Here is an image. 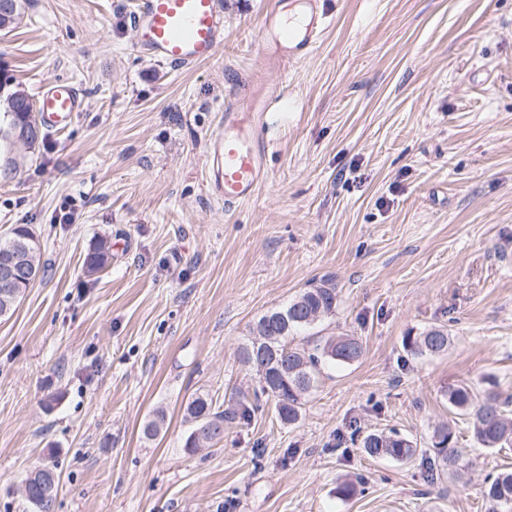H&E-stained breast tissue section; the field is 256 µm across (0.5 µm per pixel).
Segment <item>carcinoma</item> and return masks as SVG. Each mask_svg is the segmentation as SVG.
<instances>
[{
    "mask_svg": "<svg viewBox=\"0 0 512 512\" xmlns=\"http://www.w3.org/2000/svg\"><path fill=\"white\" fill-rule=\"evenodd\" d=\"M37 120L36 107L22 87L5 92L0 86V181L14 178L19 165H10L15 149L9 140L12 128L21 123ZM16 252L29 256L28 266L33 276L14 282L9 288L0 286V319L13 315L19 299L37 279L43 269L40 246L34 233L26 224L17 225L10 234L0 236V259ZM112 260V244L100 240L88 255L85 269L94 274ZM338 304V293L331 279L305 289L285 306L267 311L250 328V336L242 347L243 362L254 372L258 389L254 394L268 395L274 401L278 419L283 424L296 423L303 411L306 397L317 383L320 367L325 362L351 364L364 354L361 342L353 336H312L299 344H292L290 336L307 329L322 319L334 315ZM447 328L434 326L417 336H406L404 349L414 356L441 355L448 350ZM448 404L468 419L477 443L486 449L512 447V404L501 394L488 388L480 396L464 385L448 386ZM254 412L252 405L240 400L235 407L223 409L213 404L205 393L190 396L184 404L185 420L194 431L203 424H213L221 432L213 436L224 438L222 428L226 424L250 420ZM164 423V415L156 413L145 421L141 434L146 440L155 439ZM364 452L374 459L407 463L421 456L427 478L434 481L445 475L462 477L468 466L463 464V450L458 448L453 432L440 427L433 435L432 447L418 448L414 442L396 431L370 433L362 440ZM59 488L51 490L31 484L26 501L33 512H54ZM484 500L488 512H512V471L500 472L486 481Z\"/></svg>",
    "mask_w": 512,
    "mask_h": 512,
    "instance_id": "cac0c4a2",
    "label": "carcinoma"
}]
</instances>
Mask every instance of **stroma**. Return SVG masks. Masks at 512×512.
I'll return each mask as SVG.
<instances>
[{"instance_id": "1", "label": "stroma", "mask_w": 512, "mask_h": 512, "mask_svg": "<svg viewBox=\"0 0 512 512\" xmlns=\"http://www.w3.org/2000/svg\"><path fill=\"white\" fill-rule=\"evenodd\" d=\"M268 7L224 0V42L189 70L134 51L133 0H28L0 33L12 84L67 80L84 100L0 182V235L29 225L45 266L0 321V512H31L21 485L50 448L55 512H486L485 477L512 467L447 395L512 398V0H328L321 43L285 67ZM265 65L283 95L269 179L228 209L203 183L207 135ZM103 238L114 256L87 275ZM326 277L338 305L313 331L357 337L362 358L326 367L296 424L263 398L186 451L185 401L253 391L250 327ZM439 325L447 352L405 351ZM443 425L469 482L349 439L394 429L427 448Z\"/></svg>"}]
</instances>
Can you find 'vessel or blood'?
Returning <instances> with one entry per match:
<instances>
[{"label": "vessel or blood", "instance_id": "vessel-or-blood-1", "mask_svg": "<svg viewBox=\"0 0 512 512\" xmlns=\"http://www.w3.org/2000/svg\"><path fill=\"white\" fill-rule=\"evenodd\" d=\"M303 6L295 27L280 23L279 0L265 13V24L278 29L289 61L313 53L328 27L321 0H303ZM223 40V0H134L133 48L142 57L191 69L212 60ZM38 107L46 126L60 130L71 124L82 100L73 83L56 80L39 92ZM268 110L263 92L233 90L224 98V111L206 142L204 183L226 207L252 200L269 177Z\"/></svg>", "mask_w": 512, "mask_h": 512}]
</instances>
